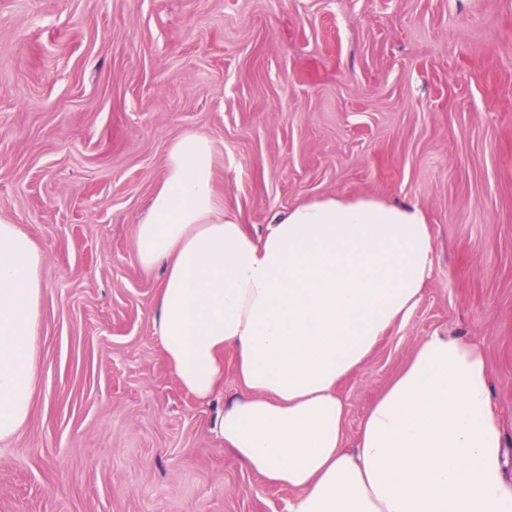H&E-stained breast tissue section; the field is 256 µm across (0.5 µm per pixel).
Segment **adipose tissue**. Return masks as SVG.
Instances as JSON below:
<instances>
[{"label":"adipose tissue","instance_id":"ef3b65f1","mask_svg":"<svg viewBox=\"0 0 512 512\" xmlns=\"http://www.w3.org/2000/svg\"><path fill=\"white\" fill-rule=\"evenodd\" d=\"M204 134L170 147L135 228L134 256L162 271L154 330L179 385L206 402L239 382L212 422L288 512H512L484 355L429 336L365 412L347 447L342 381L418 305L433 267L424 212L328 196L275 215L258 235L225 215ZM45 257L0 220V441L27 423L38 384Z\"/></svg>","mask_w":512,"mask_h":512}]
</instances>
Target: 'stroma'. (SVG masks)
Returning a JSON list of instances; mask_svg holds the SVG:
<instances>
[{
  "label": "stroma",
  "instance_id": "stroma-1",
  "mask_svg": "<svg viewBox=\"0 0 512 512\" xmlns=\"http://www.w3.org/2000/svg\"><path fill=\"white\" fill-rule=\"evenodd\" d=\"M189 133L226 215L418 205L432 278L342 382L347 443L428 336L485 356L512 449V0H0V219L43 251L38 390L0 512H288L211 431L154 334L136 224Z\"/></svg>",
  "mask_w": 512,
  "mask_h": 512
}]
</instances>
